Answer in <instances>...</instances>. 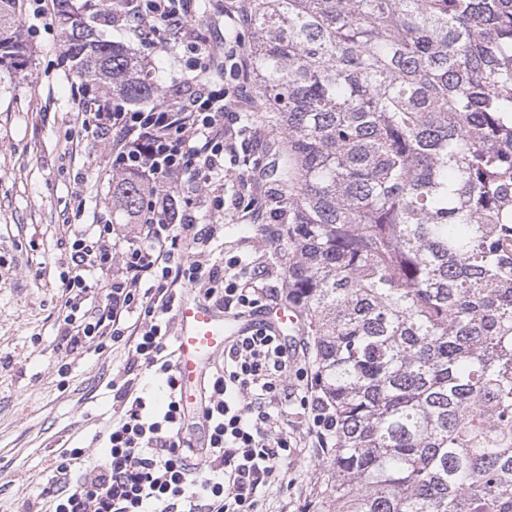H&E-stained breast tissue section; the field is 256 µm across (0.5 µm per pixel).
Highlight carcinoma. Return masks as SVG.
<instances>
[{
    "label": "carcinoma",
    "mask_w": 512,
    "mask_h": 512,
    "mask_svg": "<svg viewBox=\"0 0 512 512\" xmlns=\"http://www.w3.org/2000/svg\"><path fill=\"white\" fill-rule=\"evenodd\" d=\"M86 87L159 94L60 0ZM288 305L336 416L322 512H512V0H242ZM0 0V66H25ZM112 187L126 220L143 206Z\"/></svg>",
    "instance_id": "1"
}]
</instances>
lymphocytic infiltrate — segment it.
<instances>
[{"instance_id": "lymphocytic-infiltrate-1", "label": "lymphocytic infiltrate", "mask_w": 512, "mask_h": 512, "mask_svg": "<svg viewBox=\"0 0 512 512\" xmlns=\"http://www.w3.org/2000/svg\"><path fill=\"white\" fill-rule=\"evenodd\" d=\"M196 2L115 0L102 15L106 25L131 30L144 43L162 30L172 34L188 55L187 72L150 109L105 103L82 115V130L111 148L113 181L134 176L149 191L131 225L134 243L121 246L108 219L70 232L73 268L61 277L57 334L70 351L123 345L127 360L122 381L112 385L120 411L98 436L99 457L88 463L83 449H61L39 494L40 512H254L267 488L286 480L292 442L273 412L293 399L288 371L295 351L286 339L259 325L234 341L202 404L204 447L186 425L176 382L165 316L183 288H198L225 312L242 314L273 298L274 289L259 279L278 277L280 269L275 263L256 274L239 257L224 267L196 259L217 234L216 226L198 221L201 193L210 191L213 209L223 207L224 160L237 152L224 56L196 33ZM94 277L105 286L90 307ZM144 368L160 383L163 407L140 384ZM298 401L313 447H332L333 415L315 378Z\"/></svg>"}]
</instances>
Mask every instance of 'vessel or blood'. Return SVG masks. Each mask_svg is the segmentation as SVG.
<instances>
[{
  "label": "vessel or blood",
  "instance_id": "obj_1",
  "mask_svg": "<svg viewBox=\"0 0 512 512\" xmlns=\"http://www.w3.org/2000/svg\"><path fill=\"white\" fill-rule=\"evenodd\" d=\"M259 320L277 331L286 324L295 327L300 324L298 313L289 307L265 309ZM259 320L250 314H224L222 308L195 298L186 297L179 302L178 331L174 341L177 381L186 411L200 412L199 385L214 356L225 353L233 340L246 335Z\"/></svg>",
  "mask_w": 512,
  "mask_h": 512
}]
</instances>
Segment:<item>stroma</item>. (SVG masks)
<instances>
[{
    "label": "stroma",
    "instance_id": "35a3bbf8",
    "mask_svg": "<svg viewBox=\"0 0 512 512\" xmlns=\"http://www.w3.org/2000/svg\"><path fill=\"white\" fill-rule=\"evenodd\" d=\"M240 0H208L196 19L211 45L233 56L250 44L242 27H231L228 11ZM20 30L30 63L17 74L0 66V512H22L36 502L51 475L52 453L66 445L96 459L95 436L113 415L112 380L122 379L123 347L100 354L91 348L68 352L59 346L55 320L63 302L60 275L71 265L64 223L77 204L87 213H111L112 185L102 146L81 135L75 96L81 81L63 61L62 29L55 12L23 9ZM98 35L131 49L161 84L182 77V48L158 37L140 42L132 32L97 25ZM235 125L238 154L224 165V208H202L201 223L220 226L200 259L227 264L241 256L270 264L275 246L256 227L268 223L280 187L252 175L271 160L278 135L260 120L262 102L247 80L225 79ZM92 192L76 197V175ZM68 365L67 378L58 368ZM299 407L289 404L279 420L297 442L288 466L287 488L272 487L261 512H319L325 472L322 454L311 448Z\"/></svg>",
    "mask_w": 512,
    "mask_h": 512
}]
</instances>
